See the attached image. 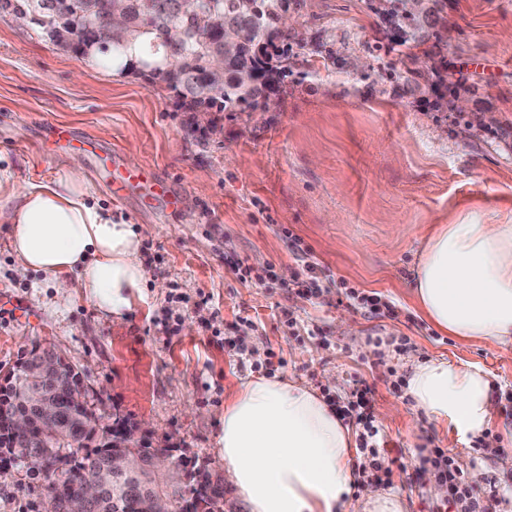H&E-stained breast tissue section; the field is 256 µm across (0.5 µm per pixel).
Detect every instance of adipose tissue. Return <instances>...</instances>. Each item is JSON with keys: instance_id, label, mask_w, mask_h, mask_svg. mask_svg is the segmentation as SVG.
Instances as JSON below:
<instances>
[{"instance_id": "ef3b65f1", "label": "adipose tissue", "mask_w": 512, "mask_h": 512, "mask_svg": "<svg viewBox=\"0 0 512 512\" xmlns=\"http://www.w3.org/2000/svg\"><path fill=\"white\" fill-rule=\"evenodd\" d=\"M79 158L65 174L19 183L0 166V213L11 226L15 271L58 282L57 301L88 300L122 318L148 286L133 225L92 201ZM415 300L462 342L512 345V223L437 225L420 256ZM406 391L436 426L486 438L512 471V432L487 437L497 411L479 366L444 359L414 364ZM228 482L250 512H349L355 482L350 432L315 389L278 377L243 382L224 402L215 440Z\"/></svg>"}]
</instances>
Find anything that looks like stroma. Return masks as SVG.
Instances as JSON below:
<instances>
[{"instance_id":"stroma-1","label":"stroma","mask_w":512,"mask_h":512,"mask_svg":"<svg viewBox=\"0 0 512 512\" xmlns=\"http://www.w3.org/2000/svg\"><path fill=\"white\" fill-rule=\"evenodd\" d=\"M440 43L385 50L371 0H302L288 29V72L269 100L236 112H192L160 84L64 51L0 14V156L18 180L55 177L81 157L95 203L136 226L148 302L121 320L81 300L61 306L53 277H19L0 220V372L51 344L81 371L106 426L124 421L156 448H183L223 471L214 451L224 401L275 374L346 403L355 380L374 391L383 447L365 482L400 489L406 512H458L422 476L435 450L477 493L512 501V474L477 439H458L418 412L403 388L412 362L463 360L487 373L512 425V346L462 343L440 332L412 290L436 224L512 222V0H445ZM430 72L405 73L414 61ZM467 101L460 112L458 101ZM121 150L125 169L150 167L178 209L114 196L111 163L56 147L46 125ZM318 267L320 292L303 283ZM385 310L342 303L343 287ZM48 483L26 461L0 468V512H49Z\"/></svg>"}]
</instances>
